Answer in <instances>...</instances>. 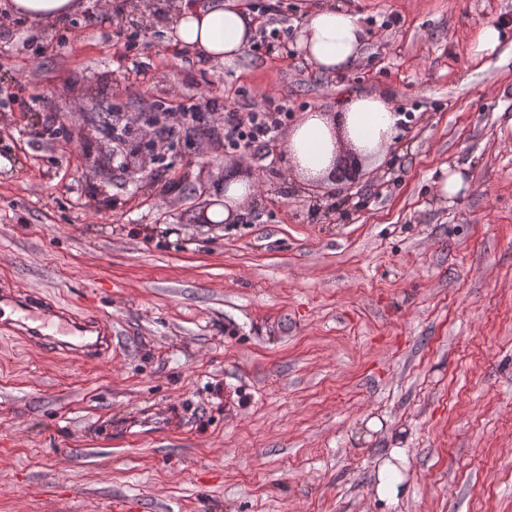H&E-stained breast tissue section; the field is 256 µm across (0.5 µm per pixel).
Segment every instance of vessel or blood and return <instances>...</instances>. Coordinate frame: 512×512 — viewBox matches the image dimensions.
Here are the masks:
<instances>
[{"mask_svg":"<svg viewBox=\"0 0 512 512\" xmlns=\"http://www.w3.org/2000/svg\"><path fill=\"white\" fill-rule=\"evenodd\" d=\"M14 314L10 326L27 344L69 352L84 360H100L112 352V329L59 307L54 301L20 289L0 290V305Z\"/></svg>","mask_w":512,"mask_h":512,"instance_id":"obj_1","label":"vessel or blood"}]
</instances>
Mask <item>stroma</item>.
Listing matches in <instances>:
<instances>
[{
    "mask_svg": "<svg viewBox=\"0 0 512 512\" xmlns=\"http://www.w3.org/2000/svg\"><path fill=\"white\" fill-rule=\"evenodd\" d=\"M325 2L244 0L285 48L221 64L169 21L116 26L107 0L50 25L0 0V286L114 336L83 362L0 329V512H512V0H338L366 44L337 75L298 47ZM485 23L505 38L476 59ZM344 91L389 97L397 140L354 180L303 185L288 133ZM266 93L288 115L252 158L202 120L151 150L102 129ZM445 167L466 182L450 200ZM233 176L256 195L198 223ZM152 412L172 427L132 425Z\"/></svg>",
    "mask_w": 512,
    "mask_h": 512,
    "instance_id": "obj_1",
    "label": "stroma"
}]
</instances>
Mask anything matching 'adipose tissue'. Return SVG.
Segmentation results:
<instances>
[{
    "label": "adipose tissue",
    "instance_id": "adipose-tissue-1",
    "mask_svg": "<svg viewBox=\"0 0 512 512\" xmlns=\"http://www.w3.org/2000/svg\"><path fill=\"white\" fill-rule=\"evenodd\" d=\"M79 0H10L13 15L48 24L77 10ZM257 28L255 16L240 0H176L171 24L180 49L224 63L240 56ZM364 30L357 15L342 5L329 4L307 18L299 47L319 72L340 74L360 58ZM400 117L385 96L349 93L336 102L333 114L306 115L291 129L286 153L295 173L305 181L329 174L338 138L363 155L383 151L397 132Z\"/></svg>",
    "mask_w": 512,
    "mask_h": 512
}]
</instances>
